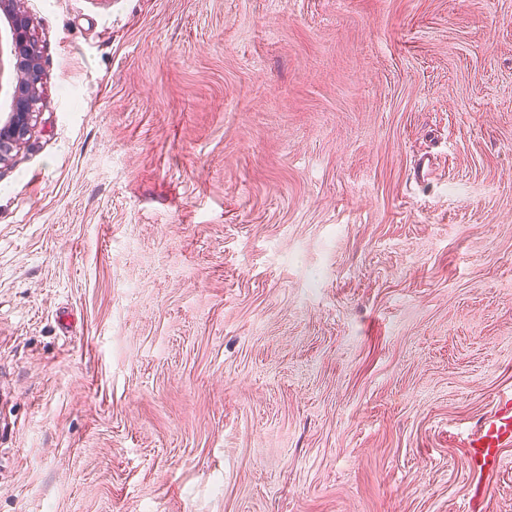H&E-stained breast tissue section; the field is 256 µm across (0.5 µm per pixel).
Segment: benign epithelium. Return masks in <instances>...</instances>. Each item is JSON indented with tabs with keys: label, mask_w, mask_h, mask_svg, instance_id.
Listing matches in <instances>:
<instances>
[{
	"label": "benign epithelium",
	"mask_w": 512,
	"mask_h": 512,
	"mask_svg": "<svg viewBox=\"0 0 512 512\" xmlns=\"http://www.w3.org/2000/svg\"><path fill=\"white\" fill-rule=\"evenodd\" d=\"M7 28L0 32V54L9 61L10 94L0 116V163L32 132L37 117L38 94L44 70L31 19L17 0H0Z\"/></svg>",
	"instance_id": "1"
}]
</instances>
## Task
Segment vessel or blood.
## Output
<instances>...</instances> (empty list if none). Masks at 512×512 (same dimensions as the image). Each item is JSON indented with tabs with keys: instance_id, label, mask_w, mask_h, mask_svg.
<instances>
[{
	"instance_id": "b4317fda",
	"label": "vessel or blood",
	"mask_w": 512,
	"mask_h": 512,
	"mask_svg": "<svg viewBox=\"0 0 512 512\" xmlns=\"http://www.w3.org/2000/svg\"><path fill=\"white\" fill-rule=\"evenodd\" d=\"M512 444V395L500 399L494 412L468 439L464 463L485 475L496 473L501 464L500 450Z\"/></svg>"
}]
</instances>
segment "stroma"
<instances>
[{"label": "stroma", "mask_w": 512, "mask_h": 512, "mask_svg": "<svg viewBox=\"0 0 512 512\" xmlns=\"http://www.w3.org/2000/svg\"><path fill=\"white\" fill-rule=\"evenodd\" d=\"M24 8L0 512H461L512 393V0ZM512 444V395L498 401L496 409L468 439L464 464L491 476L502 464L500 450Z\"/></svg>", "instance_id": "stroma-1"}]
</instances>
